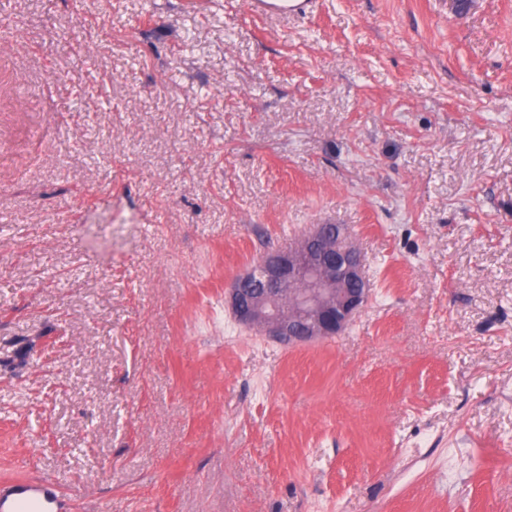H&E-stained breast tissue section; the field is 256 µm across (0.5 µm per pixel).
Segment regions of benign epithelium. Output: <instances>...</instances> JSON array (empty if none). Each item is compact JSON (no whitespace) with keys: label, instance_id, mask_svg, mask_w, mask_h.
Returning a JSON list of instances; mask_svg holds the SVG:
<instances>
[{"label":"benign epithelium","instance_id":"benign-epithelium-1","mask_svg":"<svg viewBox=\"0 0 512 512\" xmlns=\"http://www.w3.org/2000/svg\"><path fill=\"white\" fill-rule=\"evenodd\" d=\"M369 292L364 258L340 224L313 225L227 288L238 322L288 345L340 335Z\"/></svg>","mask_w":512,"mask_h":512}]
</instances>
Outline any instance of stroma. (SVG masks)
Returning <instances> with one entry per match:
<instances>
[{
	"instance_id": "stroma-1",
	"label": "stroma",
	"mask_w": 512,
	"mask_h": 512,
	"mask_svg": "<svg viewBox=\"0 0 512 512\" xmlns=\"http://www.w3.org/2000/svg\"><path fill=\"white\" fill-rule=\"evenodd\" d=\"M1 32L0 484L512 512V0H0ZM326 221L359 317L238 324L228 283ZM316 0H250L247 8L260 15L292 16L305 15L315 8Z\"/></svg>"
}]
</instances>
